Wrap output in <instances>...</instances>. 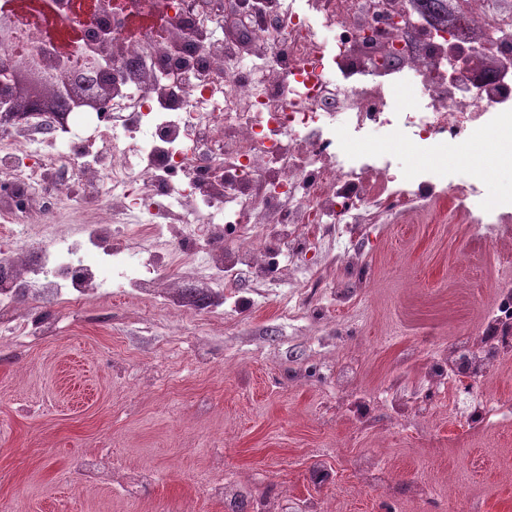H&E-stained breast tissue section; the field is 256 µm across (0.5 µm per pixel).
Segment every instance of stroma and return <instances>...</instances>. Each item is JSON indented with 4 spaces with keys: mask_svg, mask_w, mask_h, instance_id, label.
Listing matches in <instances>:
<instances>
[{
    "mask_svg": "<svg viewBox=\"0 0 512 512\" xmlns=\"http://www.w3.org/2000/svg\"><path fill=\"white\" fill-rule=\"evenodd\" d=\"M469 150L511 193L497 138ZM352 232L359 283L327 264L329 242L319 288H228L223 314L189 322L132 294L42 305L50 334L0 346V505L226 512L211 492L224 485L265 512H448L452 495L512 512V422L467 437L460 417L485 391L512 403V355L469 393L426 387L431 362L482 327L512 237L401 210ZM105 454L111 479H90Z\"/></svg>",
    "mask_w": 512,
    "mask_h": 512,
    "instance_id": "stroma-1",
    "label": "stroma"
}]
</instances>
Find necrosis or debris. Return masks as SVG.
Wrapping results in <instances>:
<instances>
[{"mask_svg":"<svg viewBox=\"0 0 512 512\" xmlns=\"http://www.w3.org/2000/svg\"><path fill=\"white\" fill-rule=\"evenodd\" d=\"M246 2L196 0L184 13L171 0L166 25L196 53L170 56L162 75L153 31L128 44L115 29L111 113L74 108L63 128L46 110L0 122V177L29 200L22 211L0 208V345L43 335L44 318L28 311L34 302L129 288L163 305L178 301L190 277L200 298L181 315L194 318L240 275L261 282L269 244L303 254L309 224L325 225L342 256L355 259L347 225L378 223L399 207L458 220L471 238L512 223V194H490L491 174L471 158L459 168L406 169L389 149L405 140L465 152L474 131L512 134V0H487L481 10L475 0H448L449 17L467 22L448 37L407 0H271L275 26L256 25L244 45L223 32L228 7ZM14 3L0 0V15L13 21L0 53L17 66L54 53ZM384 10L397 27L365 47L360 33ZM394 49L401 58L387 63ZM95 54L86 37L70 43L54 98L94 93L92 82L73 80ZM338 70L345 83H335ZM48 188L92 208L95 223L60 232ZM228 224L238 229L231 240ZM511 351V335L461 339L433 383L455 387L460 358L474 372Z\"/></svg>","mask_w":512,"mask_h":512,"instance_id":"4bbe7bcc","label":"necrosis or debris"}]
</instances>
